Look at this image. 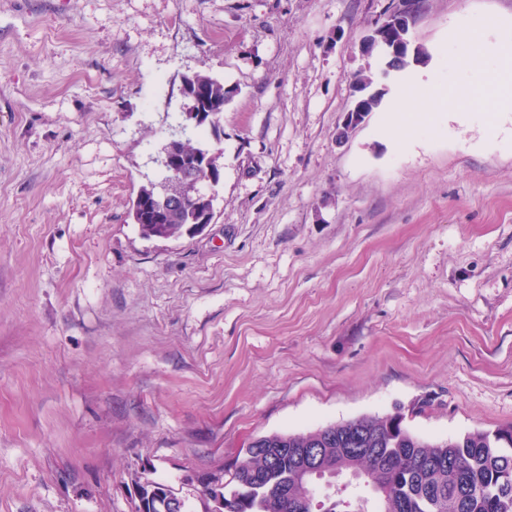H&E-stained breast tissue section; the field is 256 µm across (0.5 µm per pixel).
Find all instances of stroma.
Segmentation results:
<instances>
[{
  "label": "stroma",
  "instance_id": "1",
  "mask_svg": "<svg viewBox=\"0 0 512 512\" xmlns=\"http://www.w3.org/2000/svg\"><path fill=\"white\" fill-rule=\"evenodd\" d=\"M389 0H0V512H135L251 438L362 415L425 438L512 423V112L345 141L360 41ZM512 45V0H426L411 30L450 91L454 28ZM231 94L215 216L148 239L180 77Z\"/></svg>",
  "mask_w": 512,
  "mask_h": 512
}]
</instances>
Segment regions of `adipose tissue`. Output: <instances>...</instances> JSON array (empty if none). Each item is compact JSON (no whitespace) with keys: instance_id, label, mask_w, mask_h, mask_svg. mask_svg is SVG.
Instances as JSON below:
<instances>
[{"instance_id":"1","label":"adipose tissue","mask_w":512,"mask_h":512,"mask_svg":"<svg viewBox=\"0 0 512 512\" xmlns=\"http://www.w3.org/2000/svg\"><path fill=\"white\" fill-rule=\"evenodd\" d=\"M464 41L466 50L458 60L460 67L478 70L483 59L495 54L502 60L501 79H512L511 48L489 43L473 29L466 31ZM463 107L456 95L440 86L436 71H413L393 87L392 102L384 124L389 127L394 121H410L434 112L459 113Z\"/></svg>"}]
</instances>
